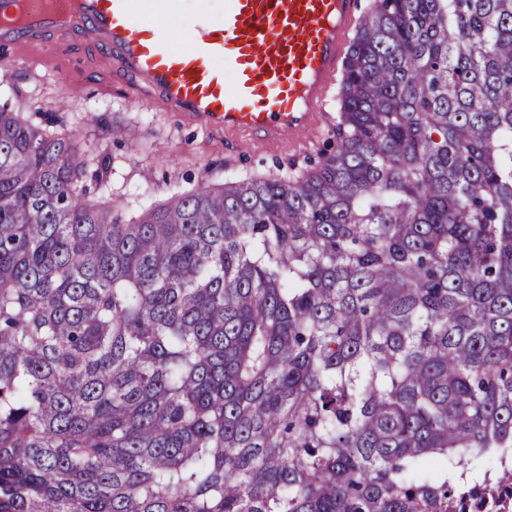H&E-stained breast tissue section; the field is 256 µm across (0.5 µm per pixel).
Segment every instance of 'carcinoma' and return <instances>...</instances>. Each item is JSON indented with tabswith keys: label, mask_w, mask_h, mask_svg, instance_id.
Returning a JSON list of instances; mask_svg holds the SVG:
<instances>
[{
	"label": "carcinoma",
	"mask_w": 512,
	"mask_h": 512,
	"mask_svg": "<svg viewBox=\"0 0 512 512\" xmlns=\"http://www.w3.org/2000/svg\"><path fill=\"white\" fill-rule=\"evenodd\" d=\"M336 112L126 220L0 104V512H512V0H371Z\"/></svg>",
	"instance_id": "1"
}]
</instances>
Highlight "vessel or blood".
<instances>
[{"label": "vessel or blood", "instance_id": "obj_1", "mask_svg": "<svg viewBox=\"0 0 512 512\" xmlns=\"http://www.w3.org/2000/svg\"><path fill=\"white\" fill-rule=\"evenodd\" d=\"M189 0H0V46L79 34L159 108L272 146L309 142L346 56L359 0H224L221 19ZM163 16V28L139 22Z\"/></svg>", "mask_w": 512, "mask_h": 512}]
</instances>
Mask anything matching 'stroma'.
I'll use <instances>...</instances> for the list:
<instances>
[{"label": "stroma", "mask_w": 512, "mask_h": 512, "mask_svg": "<svg viewBox=\"0 0 512 512\" xmlns=\"http://www.w3.org/2000/svg\"><path fill=\"white\" fill-rule=\"evenodd\" d=\"M98 56V47L80 38L55 46H16L7 72L0 73V103L28 113L34 123L53 122L87 158L110 159L102 191L117 198L129 218L174 190L201 181L221 182L302 163L316 154L333 129L336 108L331 105L328 123L296 151L269 148L255 136L208 131L155 109L98 64ZM116 128L126 129L127 137L114 138Z\"/></svg>", "instance_id": "obj_1"}]
</instances>
